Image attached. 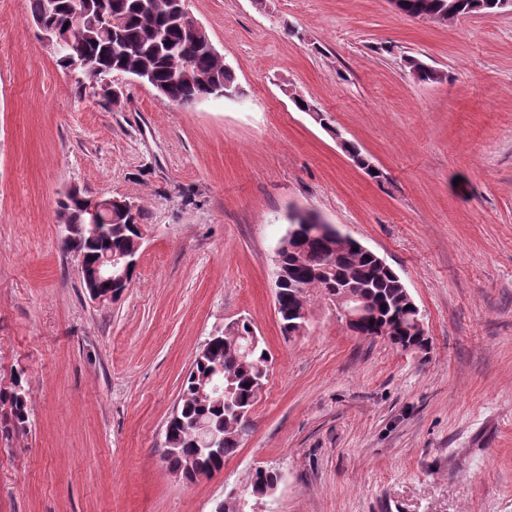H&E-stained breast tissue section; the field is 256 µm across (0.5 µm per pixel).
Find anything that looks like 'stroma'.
<instances>
[{"label": "stroma", "mask_w": 512, "mask_h": 512, "mask_svg": "<svg viewBox=\"0 0 512 512\" xmlns=\"http://www.w3.org/2000/svg\"><path fill=\"white\" fill-rule=\"evenodd\" d=\"M185 8L236 96L182 107L121 74L119 102L78 92L29 0H0V387L22 377L32 421L0 437V512H214L258 467L280 475L261 512H512V13ZM409 56L442 81L415 80ZM72 185L147 213L137 272L109 304L62 248ZM299 211L398 273L426 356L353 335L316 299L308 331L282 335L275 253ZM242 317L272 371L237 452L183 481L166 421L200 346Z\"/></svg>", "instance_id": "35a3bbf8"}]
</instances>
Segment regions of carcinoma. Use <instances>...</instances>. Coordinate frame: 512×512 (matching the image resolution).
I'll use <instances>...</instances> for the list:
<instances>
[{"mask_svg":"<svg viewBox=\"0 0 512 512\" xmlns=\"http://www.w3.org/2000/svg\"><path fill=\"white\" fill-rule=\"evenodd\" d=\"M86 21L72 22V0H56V10L45 13L44 0H31L32 18L43 19L44 25L54 29L66 41L70 55L93 58L100 71L110 76L114 73L133 74L147 69L159 85L166 88V100L176 105H190L213 97L212 89L235 90L233 71L224 62L210 54L187 30L174 21L177 9L185 7V0H82ZM481 12L496 16L503 12L499 0H400L399 12L411 17L438 22H451L474 13L475 6ZM101 13H110L123 23V39L129 50L117 53L112 48V35L99 31L94 20ZM418 80L437 82L441 73L430 69L421 60L406 59ZM191 69L204 80L187 81L177 78L185 69ZM62 208L69 220L67 236L62 239L66 252L95 258L106 250L125 251L135 245L139 234L128 226L118 206L110 224H102L98 233L87 224L84 208L76 201L66 200ZM288 247L280 248V329L288 335L290 327L303 322L302 311L308 308L313 293L339 294L351 292L371 300L378 319H363L353 327V333L376 339L379 336L378 321L392 320L398 324L400 350L406 352L419 336L417 322L422 320L415 307L408 306L407 288L397 274L381 270L368 254L352 248L350 238L338 247L333 239L312 236L308 230L295 239L284 235ZM252 323L242 319L224 327V331L207 338L200 347L190 372L181 386V397L165 426V447L176 448L179 456L168 459L170 466L177 467L187 457L196 458L197 464L208 468L215 461L198 453L203 447L199 424L211 427L224 439V457L233 455L238 447V431L249 422L239 418L236 411H252L259 392V385L266 381L263 371L269 360L263 343L251 350L249 357L240 360L237 346L250 335ZM214 378L227 390L222 399L200 391L202 380ZM0 406L6 408L0 418V435L8 439L23 432L30 423V406L23 392L15 386L0 388ZM279 474L271 468H257L244 496L263 500L274 495Z\"/></svg>","mask_w":512,"mask_h":512,"instance_id":"carcinoma-1","label":"carcinoma"}]
</instances>
